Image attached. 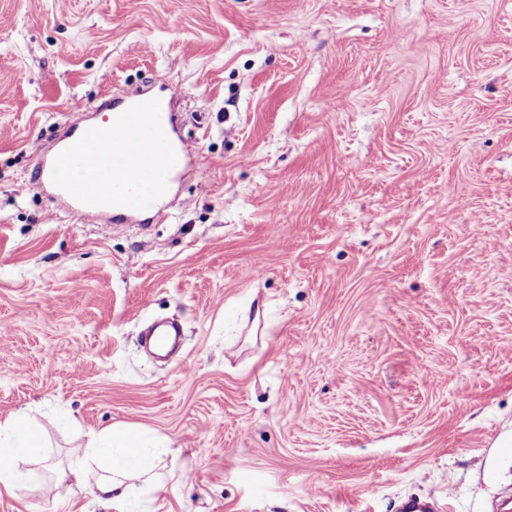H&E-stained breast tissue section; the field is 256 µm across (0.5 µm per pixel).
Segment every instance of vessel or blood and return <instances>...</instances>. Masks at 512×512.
<instances>
[{
	"label": "vessel or blood",
	"instance_id": "b4317fda",
	"mask_svg": "<svg viewBox=\"0 0 512 512\" xmlns=\"http://www.w3.org/2000/svg\"><path fill=\"white\" fill-rule=\"evenodd\" d=\"M114 113L117 122L108 133L92 128L86 113H76L70 134L39 158L36 182L51 186L54 199L87 223L108 215L117 222L134 216L163 219L160 191L182 163L167 133L169 111L155 97L136 96ZM63 161L81 171L87 183L84 193L58 182L57 167Z\"/></svg>",
	"mask_w": 512,
	"mask_h": 512
}]
</instances>
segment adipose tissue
<instances>
[{
	"label": "adipose tissue",
	"instance_id": "ef3b65f1",
	"mask_svg": "<svg viewBox=\"0 0 512 512\" xmlns=\"http://www.w3.org/2000/svg\"><path fill=\"white\" fill-rule=\"evenodd\" d=\"M1 450L6 456L0 458V490L10 492L22 478L14 461L39 456L40 436L24 423H1ZM171 453L163 441L147 438L141 431L116 429L106 447L87 449L83 458L70 464L65 476L109 503L113 512H134L143 492L164 487L166 460Z\"/></svg>",
	"mask_w": 512,
	"mask_h": 512
}]
</instances>
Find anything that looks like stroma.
<instances>
[{
    "mask_svg": "<svg viewBox=\"0 0 512 512\" xmlns=\"http://www.w3.org/2000/svg\"><path fill=\"white\" fill-rule=\"evenodd\" d=\"M171 87L165 222L86 224L34 188L72 112ZM158 318L183 328L169 361L139 343ZM19 413L45 451L0 512H112L60 478L112 426L173 451L141 512H494L512 0H0V422Z\"/></svg>",
    "mask_w": 512,
    "mask_h": 512,
    "instance_id": "35a3bbf8",
    "label": "stroma"
}]
</instances>
